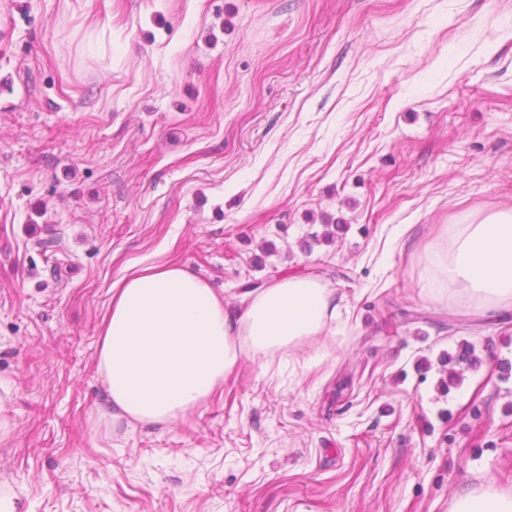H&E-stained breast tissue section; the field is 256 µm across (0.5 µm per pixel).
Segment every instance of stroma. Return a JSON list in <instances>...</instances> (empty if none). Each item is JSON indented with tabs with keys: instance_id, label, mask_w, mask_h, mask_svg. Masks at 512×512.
Segmentation results:
<instances>
[{
	"instance_id": "1",
	"label": "stroma",
	"mask_w": 512,
	"mask_h": 512,
	"mask_svg": "<svg viewBox=\"0 0 512 512\" xmlns=\"http://www.w3.org/2000/svg\"><path fill=\"white\" fill-rule=\"evenodd\" d=\"M512 208V0H0V496L21 512H450L512 489V315L432 304L442 225ZM326 333L165 427L100 412L113 281ZM481 363L443 388L463 343Z\"/></svg>"
}]
</instances>
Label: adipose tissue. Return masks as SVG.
<instances>
[{
  "label": "adipose tissue",
  "instance_id": "adipose-tissue-1",
  "mask_svg": "<svg viewBox=\"0 0 512 512\" xmlns=\"http://www.w3.org/2000/svg\"><path fill=\"white\" fill-rule=\"evenodd\" d=\"M438 271L480 312H512V209L456 225ZM110 293L96 365L105 389L100 410L116 426H167L223 394L242 357L270 361L322 336L336 316L334 289L313 273L277 278L238 310L173 263L138 267ZM451 512H512V491H461Z\"/></svg>",
  "mask_w": 512,
  "mask_h": 512
}]
</instances>
